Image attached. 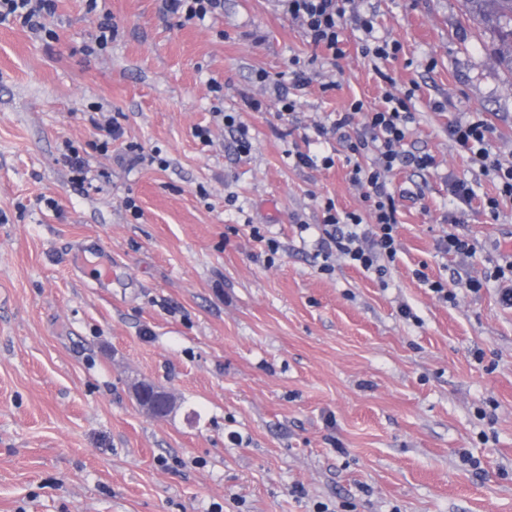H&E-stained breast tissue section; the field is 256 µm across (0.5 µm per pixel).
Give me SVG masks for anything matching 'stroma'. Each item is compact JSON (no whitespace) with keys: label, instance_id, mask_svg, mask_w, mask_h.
Segmentation results:
<instances>
[{"label":"stroma","instance_id":"stroma-1","mask_svg":"<svg viewBox=\"0 0 512 512\" xmlns=\"http://www.w3.org/2000/svg\"><path fill=\"white\" fill-rule=\"evenodd\" d=\"M104 7L100 55L85 0H56L50 41L0 24V512H512V309L465 286L512 253V200L467 210L471 258L436 249L449 179L497 192L449 121L484 116L512 162L494 29L463 0H354L401 50L365 56L349 21L332 59L275 0L190 22L161 0ZM407 91L403 149L434 164L388 177L381 275L322 251L326 200L369 207L346 142L313 135ZM105 108L123 135L103 154ZM139 380L175 411H141Z\"/></svg>","mask_w":512,"mask_h":512}]
</instances>
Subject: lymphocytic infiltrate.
Masks as SVG:
<instances>
[{"label": "lymphocytic infiltrate", "mask_w": 512, "mask_h": 512, "mask_svg": "<svg viewBox=\"0 0 512 512\" xmlns=\"http://www.w3.org/2000/svg\"><path fill=\"white\" fill-rule=\"evenodd\" d=\"M283 6L297 20L313 45L327 54L340 57L344 54L343 30L346 19H353L358 31L368 36L363 44L364 54L378 59L396 55L400 47L388 41L373 40L375 19L373 15L355 13L352 0H282ZM55 0H0V23L11 21L29 32L48 33ZM410 95H388L383 108L367 112L361 102H352L347 111L338 113L331 128H319V135L333 132L344 134L347 128L361 126L356 138H348L347 147L354 158L352 181L362 191L370 207V219L355 212L339 213L333 201L323 207V224L328 231L322 242L325 252H336L350 264L364 271L379 270L381 260H394L397 253V209L394 196L387 190V178L396 164H406L419 170L432 166L429 154H408L404 141L414 115L409 106ZM493 128L488 120L476 117L449 122V137L479 162L485 174L491 177L498 193L485 197L482 205L490 213H498L500 201L512 199V163H503L492 156L488 140ZM374 151L371 164H364L366 151Z\"/></svg>", "instance_id": "1"}]
</instances>
